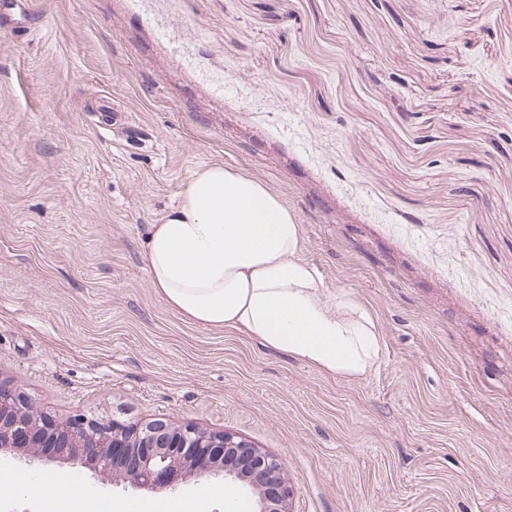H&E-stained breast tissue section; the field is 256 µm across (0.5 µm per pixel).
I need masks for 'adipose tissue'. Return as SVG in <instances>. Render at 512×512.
Segmentation results:
<instances>
[{"instance_id": "ef3b65f1", "label": "adipose tissue", "mask_w": 512, "mask_h": 512, "mask_svg": "<svg viewBox=\"0 0 512 512\" xmlns=\"http://www.w3.org/2000/svg\"><path fill=\"white\" fill-rule=\"evenodd\" d=\"M300 251V227L282 200L220 164L193 173L142 247L152 287L194 322L237 331L322 372L367 375L382 355L373 318L349 296L329 300ZM28 491L41 494L47 512H199L201 501L231 496L210 486L192 498L102 503L63 482L0 477V495Z\"/></svg>"}]
</instances>
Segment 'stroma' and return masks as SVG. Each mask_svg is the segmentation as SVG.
Listing matches in <instances>:
<instances>
[{"instance_id": "stroma-1", "label": "stroma", "mask_w": 512, "mask_h": 512, "mask_svg": "<svg viewBox=\"0 0 512 512\" xmlns=\"http://www.w3.org/2000/svg\"><path fill=\"white\" fill-rule=\"evenodd\" d=\"M32 2L0 27V379L58 420L237 433L284 461L292 512H512V0ZM213 163L372 316L368 375L152 287L142 240Z\"/></svg>"}]
</instances>
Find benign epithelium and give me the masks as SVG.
<instances>
[{
    "instance_id": "obj_1",
    "label": "benign epithelium",
    "mask_w": 512,
    "mask_h": 512,
    "mask_svg": "<svg viewBox=\"0 0 512 512\" xmlns=\"http://www.w3.org/2000/svg\"><path fill=\"white\" fill-rule=\"evenodd\" d=\"M70 463L150 491L222 476L255 500V512H291L284 464L241 436L164 419L81 416L58 422L0 382V457Z\"/></svg>"
}]
</instances>
